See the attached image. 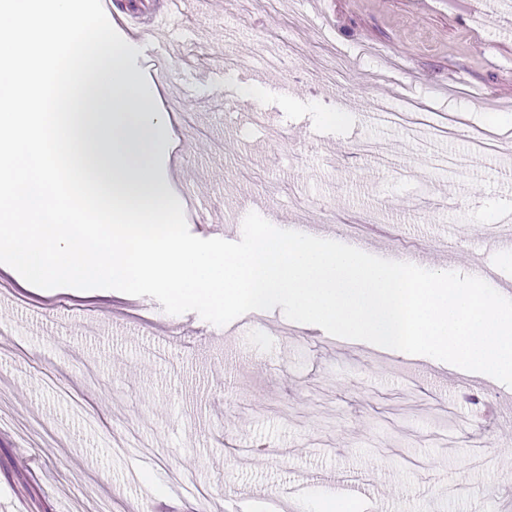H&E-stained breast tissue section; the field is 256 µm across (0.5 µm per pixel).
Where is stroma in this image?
I'll list each match as a JSON object with an SVG mask.
<instances>
[{"instance_id":"obj_1","label":"stroma","mask_w":512,"mask_h":512,"mask_svg":"<svg viewBox=\"0 0 512 512\" xmlns=\"http://www.w3.org/2000/svg\"><path fill=\"white\" fill-rule=\"evenodd\" d=\"M177 0L168 76L131 67L173 114L176 152L156 163L188 229L225 214L320 224L343 241L378 225L392 251L469 267L512 211V137L478 154L470 135L512 124V10L497 0H221L206 18ZM276 70H269V57ZM266 88L265 122L239 99ZM411 106L458 120L369 122ZM342 111L344 123L321 120ZM0 512H283L334 484L356 512H512V387L452 385L430 360L301 329L231 344L148 296L87 299L0 273ZM169 318V334L154 324Z\"/></svg>"}]
</instances>
